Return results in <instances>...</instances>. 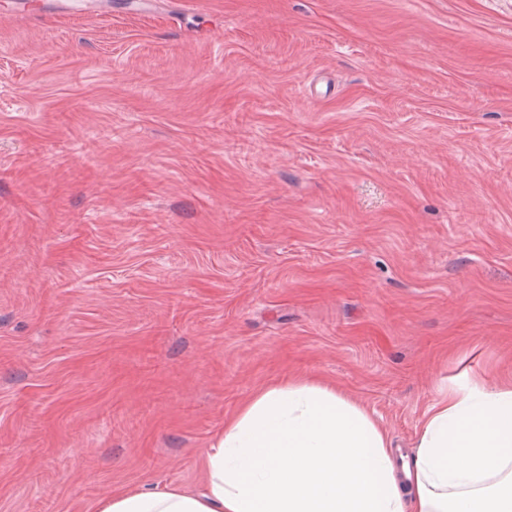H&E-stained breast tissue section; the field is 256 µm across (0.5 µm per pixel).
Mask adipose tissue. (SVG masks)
Returning <instances> with one entry per match:
<instances>
[{
	"instance_id": "obj_1",
	"label": "adipose tissue",
	"mask_w": 512,
	"mask_h": 512,
	"mask_svg": "<svg viewBox=\"0 0 512 512\" xmlns=\"http://www.w3.org/2000/svg\"><path fill=\"white\" fill-rule=\"evenodd\" d=\"M201 468L199 490L117 492L97 512H512V378L449 393L400 466L360 405L291 378L252 395Z\"/></svg>"
}]
</instances>
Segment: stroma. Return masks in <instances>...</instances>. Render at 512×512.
Instances as JSON below:
<instances>
[{"mask_svg":"<svg viewBox=\"0 0 512 512\" xmlns=\"http://www.w3.org/2000/svg\"><path fill=\"white\" fill-rule=\"evenodd\" d=\"M0 512L200 485L315 378L401 448L512 377V0H0Z\"/></svg>","mask_w":512,"mask_h":512,"instance_id":"obj_1","label":"stroma"}]
</instances>
